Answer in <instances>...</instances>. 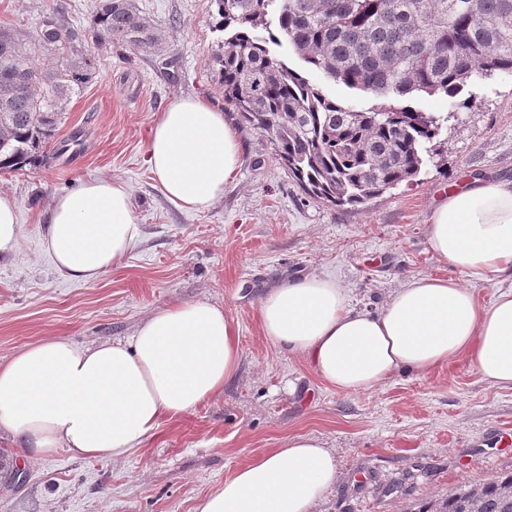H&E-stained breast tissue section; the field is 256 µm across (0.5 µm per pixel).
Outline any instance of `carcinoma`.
<instances>
[{"label": "carcinoma", "instance_id": "carcinoma-1", "mask_svg": "<svg viewBox=\"0 0 512 512\" xmlns=\"http://www.w3.org/2000/svg\"><path fill=\"white\" fill-rule=\"evenodd\" d=\"M227 34L214 56L224 103L273 142L315 199L357 207L414 181L448 118L402 104L453 98L477 74L512 72V0H214ZM91 28L103 46L158 50L161 34L130 0H103ZM57 30L66 67L47 53ZM286 40L309 70L386 100L358 111L327 95L267 44ZM45 58L49 64L41 66ZM91 55L53 14L32 36L0 28V173L47 164L66 102L93 80ZM416 512H512V473L462 482Z\"/></svg>", "mask_w": 512, "mask_h": 512}]
</instances>
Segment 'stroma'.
<instances>
[{"label": "stroma", "mask_w": 512, "mask_h": 512, "mask_svg": "<svg viewBox=\"0 0 512 512\" xmlns=\"http://www.w3.org/2000/svg\"><path fill=\"white\" fill-rule=\"evenodd\" d=\"M98 2L0 0V26L28 34L59 13L97 68L57 134L78 140L77 152L0 173L21 225L17 249L0 255V361L46 336L79 346L122 339L158 308L206 299L238 327L240 366L213 400L162 421L120 457L61 451L27 464L1 433L0 452L25 477L0 479V512H195L251 456L298 434L318 437L336 457L338 480L315 512H409L460 482L511 472L512 446L502 436L512 434V390L481 381L466 358L345 394L265 338L258 310L270 288L310 274L336 279L352 307L371 311L419 276L457 277L485 306L512 289L511 276L454 273L431 254L426 235L449 185L479 176L512 181V73L474 78L454 98L411 96L417 111L449 119L442 159L413 184L336 207L306 195L268 138L225 107L212 68L219 35L209 24L211 0H131L162 34L160 56L122 43L96 47L90 20ZM189 96L222 110L242 145L223 197L198 212L170 204L146 162L156 114ZM106 176L126 183L142 234L99 280H67L43 246L47 209L56 195Z\"/></svg>", "instance_id": "obj_1"}]
</instances>
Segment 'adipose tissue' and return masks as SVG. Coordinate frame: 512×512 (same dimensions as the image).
<instances>
[{"instance_id":"ef3b65f1","label":"adipose tissue","mask_w":512,"mask_h":512,"mask_svg":"<svg viewBox=\"0 0 512 512\" xmlns=\"http://www.w3.org/2000/svg\"><path fill=\"white\" fill-rule=\"evenodd\" d=\"M241 162L237 132L208 103L181 98L158 114L147 164L174 207L206 209ZM140 235L126 185L98 178L53 198L44 247L63 277L93 282ZM427 242L458 272L512 273V182L475 178L449 192ZM259 316L267 339L339 392L368 391L402 372L423 376L462 356L488 385L512 389L511 288L486 307L455 279L420 276L371 312L351 308L336 280L307 275L269 289ZM240 358L236 326L205 299L156 309L122 341L79 347L48 336L0 362V429L29 462L60 451L118 457L162 420L216 397ZM337 475L320 439L296 435L239 466L196 512H314Z\"/></svg>"}]
</instances>
